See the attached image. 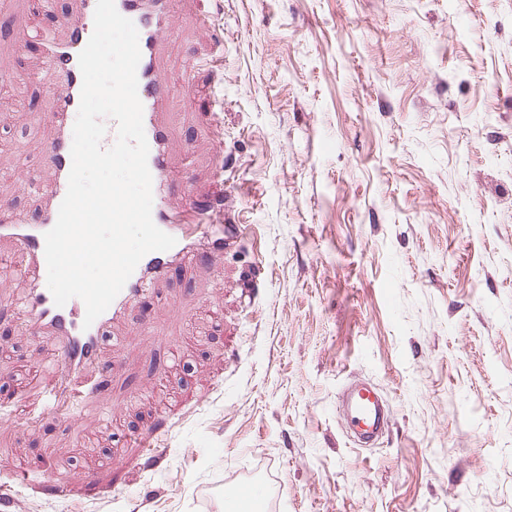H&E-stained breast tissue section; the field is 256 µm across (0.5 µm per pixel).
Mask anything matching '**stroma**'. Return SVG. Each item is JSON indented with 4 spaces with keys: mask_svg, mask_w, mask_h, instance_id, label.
I'll return each mask as SVG.
<instances>
[{
    "mask_svg": "<svg viewBox=\"0 0 512 512\" xmlns=\"http://www.w3.org/2000/svg\"><path fill=\"white\" fill-rule=\"evenodd\" d=\"M38 20L0 0V203L33 223ZM170 27L174 199L232 196L245 234L130 309L97 399L46 408L50 368L0 401V512H224L231 481L265 512H512V0H177ZM27 288L0 272L9 391L52 355ZM355 379L392 411L368 448ZM340 413L359 445L377 440L389 425L386 401L372 385L363 381L352 383L342 392Z\"/></svg>",
    "mask_w": 512,
    "mask_h": 512,
    "instance_id": "35a3bbf8",
    "label": "stroma"
}]
</instances>
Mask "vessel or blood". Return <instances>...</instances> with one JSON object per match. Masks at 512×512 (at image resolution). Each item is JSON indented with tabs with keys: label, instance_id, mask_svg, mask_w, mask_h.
I'll return each mask as SVG.
<instances>
[{
	"label": "vessel or blood",
	"instance_id": "1",
	"mask_svg": "<svg viewBox=\"0 0 512 512\" xmlns=\"http://www.w3.org/2000/svg\"><path fill=\"white\" fill-rule=\"evenodd\" d=\"M96 3L97 0H81L79 16L70 33L46 42V79L53 88L48 110L57 133L47 152L54 179L48 189V202L41 221L32 224L22 215L0 208V239L9 240L26 257L21 273L29 279L30 288L22 307L31 326L50 336L55 343L60 391L80 398L96 395L95 390L84 389L82 383L95 368L108 327L125 319L131 305L149 286L166 279L175 266L212 256L215 250L235 245L238 238L234 226L213 223L209 215L200 212L184 213L171 201L172 184L168 179L171 142L167 129L158 119V112L171 94L159 62L175 0H115L118 12L130 19L139 33L138 95L143 105V124L149 146L152 219L159 229L173 236L176 243L169 250L144 256L120 293L92 325L84 323L86 308L81 299H70L59 307L50 290L44 288L47 276L44 235L55 225L67 192L73 141L69 117L79 108L83 83L78 57L93 33ZM340 413L360 444L377 440L389 425L385 400L372 385L363 381L352 383L342 392ZM224 503L227 512H262L264 508L262 496L242 499L231 488L224 491Z\"/></svg>",
	"mask_w": 512,
	"mask_h": 512
}]
</instances>
